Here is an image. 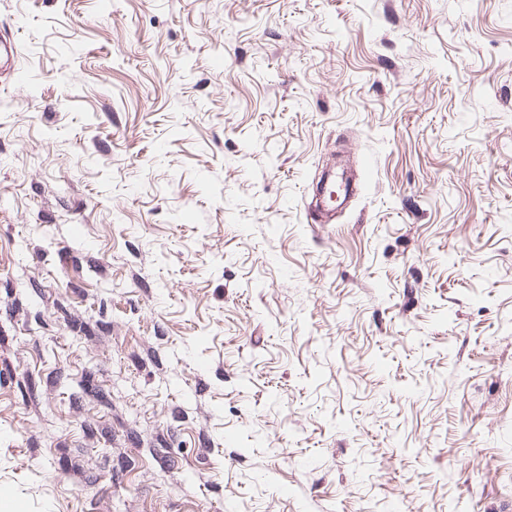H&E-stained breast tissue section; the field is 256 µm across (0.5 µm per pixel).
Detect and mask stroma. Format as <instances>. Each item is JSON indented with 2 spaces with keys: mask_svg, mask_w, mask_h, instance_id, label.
<instances>
[{
  "mask_svg": "<svg viewBox=\"0 0 512 512\" xmlns=\"http://www.w3.org/2000/svg\"><path fill=\"white\" fill-rule=\"evenodd\" d=\"M1 23L0 512H512V0ZM19 54L16 44L11 40L8 33L0 29V77H17L20 73L18 66Z\"/></svg>",
  "mask_w": 512,
  "mask_h": 512,
  "instance_id": "1",
  "label": "stroma"
}]
</instances>
